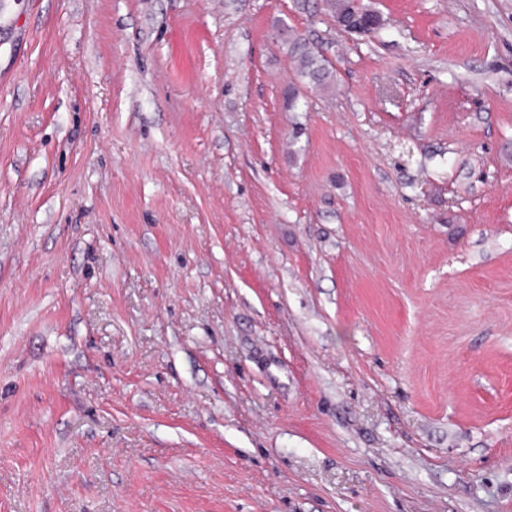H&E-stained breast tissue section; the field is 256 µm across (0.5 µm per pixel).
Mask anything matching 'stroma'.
Instances as JSON below:
<instances>
[{
	"label": "stroma",
	"instance_id": "stroma-1",
	"mask_svg": "<svg viewBox=\"0 0 512 512\" xmlns=\"http://www.w3.org/2000/svg\"><path fill=\"white\" fill-rule=\"evenodd\" d=\"M362 2L0 0V512H512V0ZM326 2L334 18L347 17L351 12L361 11L360 21L369 28L371 33L379 26L380 16L361 3L354 4L353 0H327ZM288 50L297 58L299 76L315 87H326L332 71L325 61L300 37L288 40Z\"/></svg>",
	"mask_w": 512,
	"mask_h": 512
}]
</instances>
